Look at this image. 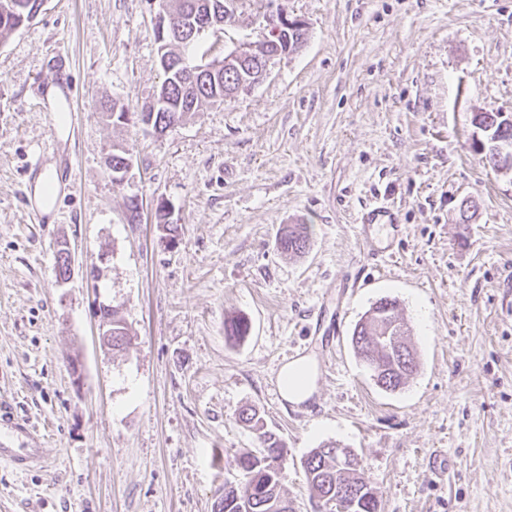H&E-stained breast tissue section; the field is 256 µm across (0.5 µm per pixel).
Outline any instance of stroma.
Returning a JSON list of instances; mask_svg holds the SVG:
<instances>
[{"mask_svg":"<svg viewBox=\"0 0 512 512\" xmlns=\"http://www.w3.org/2000/svg\"><path fill=\"white\" fill-rule=\"evenodd\" d=\"M158 11L47 0L0 42V400L49 460L0 468V512H213L227 455L259 447L246 406L287 448L295 512H317L303 462L327 441L362 459L380 512H512V178L472 148L475 113H512V0H237L210 57L256 40L268 11L303 20L304 46L161 136L137 121L163 80ZM58 83L69 125L50 119ZM108 100L131 122L109 123ZM51 139L43 166L71 159L75 180L38 221L30 160ZM116 145L133 158L120 187ZM380 200L401 229L373 251L356 225ZM289 224L309 226L305 253L278 250ZM61 241L75 255L64 285ZM382 298L418 362L395 392L351 344ZM102 303L122 308L124 350L99 336ZM234 316L244 339L225 336ZM304 355L315 392L295 406L277 375ZM129 150L121 145L113 146L112 153L109 155L107 159V165L109 170L117 169L119 166H125V159L129 157ZM132 167V158L126 160V167H122L121 169H117L112 174V182L114 185L122 186L127 178V174L129 173Z\"/></svg>","mask_w":512,"mask_h":512,"instance_id":"stroma-1","label":"stroma"}]
</instances>
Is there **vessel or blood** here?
<instances>
[{
  "instance_id": "1",
  "label": "vessel or blood",
  "mask_w": 512,
  "mask_h": 512,
  "mask_svg": "<svg viewBox=\"0 0 512 512\" xmlns=\"http://www.w3.org/2000/svg\"><path fill=\"white\" fill-rule=\"evenodd\" d=\"M395 220L388 203H379L363 212L358 224L360 237H367L371 227H389ZM5 465L24 473L47 465V458L39 441L26 424L17 420L11 406L0 404V466Z\"/></svg>"
}]
</instances>
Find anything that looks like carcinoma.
I'll list each match as a JSON object with an SVG mask.
<instances>
[{
    "label": "carcinoma",
    "instance_id": "carcinoma-1",
    "mask_svg": "<svg viewBox=\"0 0 512 512\" xmlns=\"http://www.w3.org/2000/svg\"><path fill=\"white\" fill-rule=\"evenodd\" d=\"M39 0H0V42L28 23L27 17L38 10ZM166 6L178 17L183 26L196 21L192 17L193 4L200 0H164ZM237 78V73L222 72L211 76L205 71L193 74L175 70L164 77L158 97L145 107L141 115L153 119L152 126L173 128L205 104L224 102V86ZM310 237L305 224L285 227L277 239V248L285 253L300 254L309 247ZM227 336L242 339L249 332L244 318L228 321ZM378 327L373 323L356 324L352 334V346L362 361L376 356L383 368L382 387L396 390L404 385L416 369V363L406 364L398 355L379 352L375 343ZM126 321L117 306L112 307V349L122 350L129 343ZM239 422L259 432L260 449L233 456L232 462L240 469V478L224 483V490L214 503V512H293L288 498L282 491L283 462L286 448L274 433L264 430L258 411L253 407L240 410ZM306 484L313 498L317 499L322 512H336V502H341L343 512H379L380 500L377 489L361 474L358 457L336 449V443L326 442L310 451L304 461Z\"/></svg>",
    "mask_w": 512,
    "mask_h": 512
}]
</instances>
